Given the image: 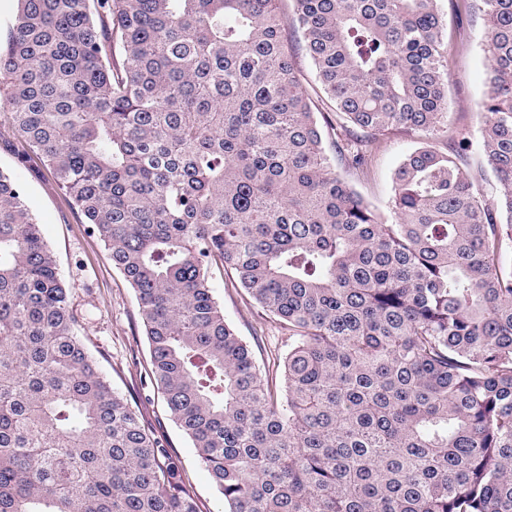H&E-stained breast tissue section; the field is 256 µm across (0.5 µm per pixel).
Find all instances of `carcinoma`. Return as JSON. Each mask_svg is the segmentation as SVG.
Masks as SVG:
<instances>
[{
  "mask_svg": "<svg viewBox=\"0 0 512 512\" xmlns=\"http://www.w3.org/2000/svg\"><path fill=\"white\" fill-rule=\"evenodd\" d=\"M0 116L134 288L150 379L224 512H512V0H482L484 169L420 146L383 220L336 174L446 133L439 0H18ZM333 130L335 157L324 130ZM288 329L283 389L211 268ZM0 170V512H199L75 328Z\"/></svg>",
  "mask_w": 512,
  "mask_h": 512,
  "instance_id": "cac0c4a2",
  "label": "carcinoma"
}]
</instances>
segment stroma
<instances>
[{
	"instance_id": "stroma-1",
	"label": "stroma",
	"mask_w": 512,
	"mask_h": 512,
	"mask_svg": "<svg viewBox=\"0 0 512 512\" xmlns=\"http://www.w3.org/2000/svg\"><path fill=\"white\" fill-rule=\"evenodd\" d=\"M457 11L451 0H440L439 10L448 32L449 138L465 136L471 143L468 166L479 172L482 156L481 118L477 106L486 90L488 61L480 0ZM380 149L367 176L346 179L378 213L392 209V176L402 158L423 145L422 137L404 131L380 136ZM0 170L23 185L27 204L53 251L61 277L70 289L77 330L96 358L99 368L177 457L197 498L200 512H223L224 499L198 461L190 439L170 419L162 397L148 375L149 350L136 293L113 266L108 252L81 224L52 174L38 161L18 162L10 139L0 140ZM213 294L224 308L226 322L253 350L256 363L267 367L288 352V333L237 286L224 268H213Z\"/></svg>"
}]
</instances>
